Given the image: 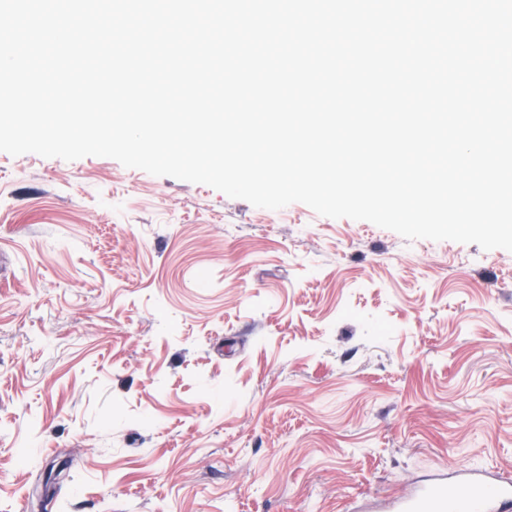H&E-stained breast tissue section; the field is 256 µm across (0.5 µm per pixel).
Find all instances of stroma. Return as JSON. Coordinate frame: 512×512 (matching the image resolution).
Here are the masks:
<instances>
[{
	"label": "stroma",
	"instance_id": "1",
	"mask_svg": "<svg viewBox=\"0 0 512 512\" xmlns=\"http://www.w3.org/2000/svg\"><path fill=\"white\" fill-rule=\"evenodd\" d=\"M464 463L512 470V252L0 152V512H348Z\"/></svg>",
	"mask_w": 512,
	"mask_h": 512
}]
</instances>
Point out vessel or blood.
I'll list each match as a JSON object with an SVG mask.
<instances>
[{
	"label": "vessel or blood",
	"mask_w": 512,
	"mask_h": 512,
	"mask_svg": "<svg viewBox=\"0 0 512 512\" xmlns=\"http://www.w3.org/2000/svg\"><path fill=\"white\" fill-rule=\"evenodd\" d=\"M382 512H512V473L462 465L393 498Z\"/></svg>",
	"instance_id": "1"
}]
</instances>
